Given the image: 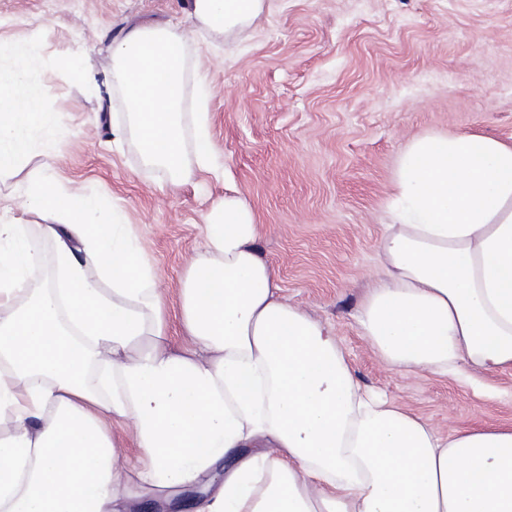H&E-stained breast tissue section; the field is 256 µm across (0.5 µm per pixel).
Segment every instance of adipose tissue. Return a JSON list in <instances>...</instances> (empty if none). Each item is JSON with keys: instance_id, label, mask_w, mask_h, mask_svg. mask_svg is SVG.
Here are the masks:
<instances>
[{"instance_id": "1", "label": "adipose tissue", "mask_w": 512, "mask_h": 512, "mask_svg": "<svg viewBox=\"0 0 512 512\" xmlns=\"http://www.w3.org/2000/svg\"><path fill=\"white\" fill-rule=\"evenodd\" d=\"M267 0H184L235 36ZM184 30L131 27L113 74L146 165L182 181L212 170L206 113L187 151ZM0 66V169L51 135L32 62ZM48 223L0 224V512H119L122 494L173 496L223 470L195 512H512V426L444 435L364 391L331 326L281 299L242 198L204 217L180 290L194 349L166 346L165 303L119 214L94 195L29 193ZM379 243L384 278L356 314L394 369L463 380L512 369V146L476 135L413 138ZM54 246L57 279L27 285ZM110 280L111 293L97 278ZM129 419L143 456L116 464L106 422Z\"/></svg>"}]
</instances>
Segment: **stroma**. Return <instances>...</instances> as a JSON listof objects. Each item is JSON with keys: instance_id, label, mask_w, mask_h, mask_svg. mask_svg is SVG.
I'll use <instances>...</instances> for the list:
<instances>
[{"instance_id": "1", "label": "stroma", "mask_w": 512, "mask_h": 512, "mask_svg": "<svg viewBox=\"0 0 512 512\" xmlns=\"http://www.w3.org/2000/svg\"><path fill=\"white\" fill-rule=\"evenodd\" d=\"M186 31L182 122L206 108L223 177L176 185L145 165L112 74V48L130 26ZM31 42L53 157L35 147L0 173V220L41 223L31 180L102 197L129 224L166 303L170 347H193L179 289L201 250L202 217L232 191L262 227L258 247L280 296L330 324L359 383L450 434L512 425V371L471 369L472 383L389 369L355 316L381 276L378 241L398 158L422 133H475L512 145V0H270L237 39L189 18L182 0H0V60ZM75 57L91 85L61 70Z\"/></svg>"}]
</instances>
